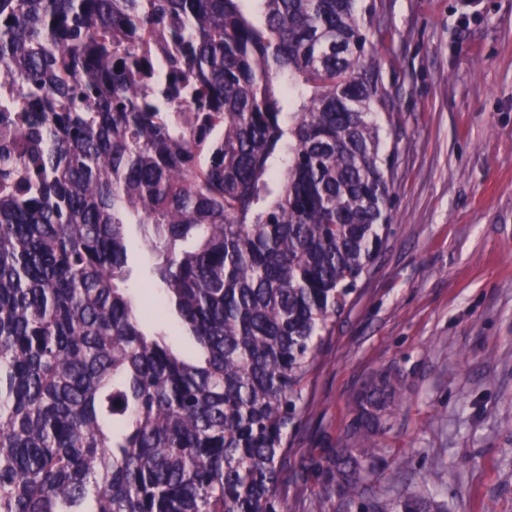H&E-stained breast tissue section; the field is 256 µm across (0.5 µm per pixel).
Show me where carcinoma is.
<instances>
[{
	"instance_id": "carcinoma-1",
	"label": "carcinoma",
	"mask_w": 512,
	"mask_h": 512,
	"mask_svg": "<svg viewBox=\"0 0 512 512\" xmlns=\"http://www.w3.org/2000/svg\"><path fill=\"white\" fill-rule=\"evenodd\" d=\"M360 2L0 0V512H287L288 425L390 223ZM130 224L166 308L125 285ZM169 311L197 358L146 329Z\"/></svg>"
}]
</instances>
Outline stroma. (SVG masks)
Returning <instances> with one entry per match:
<instances>
[{"label":"stroma","instance_id":"stroma-1","mask_svg":"<svg viewBox=\"0 0 512 512\" xmlns=\"http://www.w3.org/2000/svg\"><path fill=\"white\" fill-rule=\"evenodd\" d=\"M373 17L391 223L317 352L286 506L512 512V0H374ZM384 383L391 417L362 440Z\"/></svg>","mask_w":512,"mask_h":512}]
</instances>
